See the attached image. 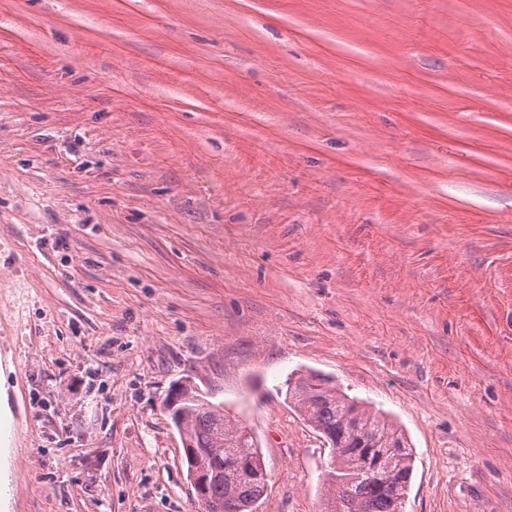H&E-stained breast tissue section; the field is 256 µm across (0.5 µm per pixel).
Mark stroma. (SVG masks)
Listing matches in <instances>:
<instances>
[{
	"label": "stroma",
	"instance_id": "obj_1",
	"mask_svg": "<svg viewBox=\"0 0 512 512\" xmlns=\"http://www.w3.org/2000/svg\"><path fill=\"white\" fill-rule=\"evenodd\" d=\"M307 372L512 512V0H0V512H197L186 377L320 512Z\"/></svg>",
	"mask_w": 512,
	"mask_h": 512
}]
</instances>
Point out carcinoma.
Here are the masks:
<instances>
[{
  "label": "carcinoma",
  "mask_w": 512,
  "mask_h": 512,
  "mask_svg": "<svg viewBox=\"0 0 512 512\" xmlns=\"http://www.w3.org/2000/svg\"><path fill=\"white\" fill-rule=\"evenodd\" d=\"M286 396L332 453L322 512H404L415 456L395 422L331 382L319 387L313 373L288 378ZM173 424L189 435L194 447L209 449L204 463L217 472L208 503H198L199 512H252L267 486L265 463L252 433L224 412V404L204 398L183 404ZM364 435L393 457L391 470L379 480L360 478L371 465L366 449L359 447Z\"/></svg>",
  "instance_id": "obj_1"
}]
</instances>
